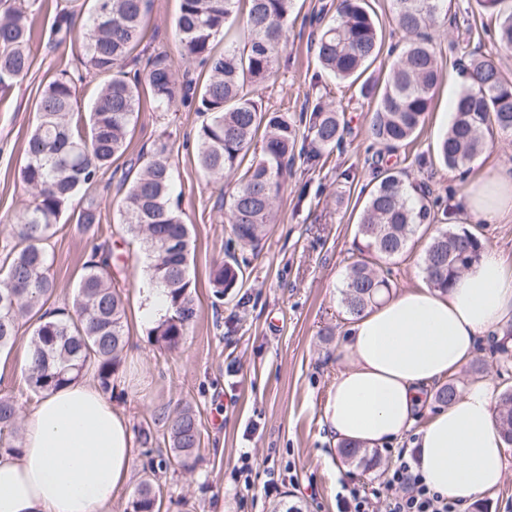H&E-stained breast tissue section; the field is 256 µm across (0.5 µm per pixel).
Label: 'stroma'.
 <instances>
[{"label":"stroma","mask_w":512,"mask_h":512,"mask_svg":"<svg viewBox=\"0 0 512 512\" xmlns=\"http://www.w3.org/2000/svg\"><path fill=\"white\" fill-rule=\"evenodd\" d=\"M336 0H295L288 21V43L275 75L256 89L272 112L296 116L308 105L323 102L346 113L349 125L340 145L322 150L318 162H296L279 197L277 221L258 247L227 249L228 234L220 219L221 201L199 169L195 133L201 118L174 104L161 112L142 98L129 135L130 145L103 175L102 235L112 248L115 272L124 287L125 325L129 343L119 369L112 404L129 421L133 435L129 483L112 501V512H125L141 475L144 449H166L161 412L188 403L202 423V445L194 469H169L162 476L161 512H271L279 500L298 501L308 512H341L337 494L342 483L379 485L386 465L398 449L410 447L412 435L384 446L383 467L366 471L340 456L324 419V405L342 357L350 320L341 304L345 265L356 250L357 225L364 202L381 172L405 173L407 184L441 198L448 206L442 228L473 223L464 209L469 182L486 176L481 165L462 174L446 168L435 145L451 118L448 100L463 91V67L469 54L490 59L512 81V50L494 37V21L474 0H448V16L429 31L442 67L425 122L412 148L389 151L369 134L370 100L358 85L325 75L310 48L320 21L331 20ZM382 35L378 59L367 70L372 80H385L388 65L406 43L393 15L392 0H367ZM29 52L32 66L23 81L0 95V216L22 209L30 196L17 178L24 145L36 121L35 103L42 87L59 70H76L80 44H55L49 38L57 6H67L85 22L92 0H39ZM179 0H150L148 26L133 53L137 64L164 53L178 78L202 82L205 71L189 61L175 30ZM168 132L176 175V193L195 244L190 273L197 315L180 347L159 348L150 325L136 321V306L150 281L148 259L124 234L111 202L131 161L149 151L161 132ZM427 233H418L408 251L392 267L394 292L424 281L423 252ZM89 251L87 238L74 224L61 227L51 241V275L55 290L47 309L70 304L74 286ZM235 255L243 283L224 299L210 284L215 263ZM30 340L21 329L5 358L0 396L14 398L20 417L29 416L37 395L24 388L22 358ZM152 436L143 444L141 432ZM251 455L249 482L238 481L235 469L242 452ZM292 469L294 480L280 492L267 493L270 471Z\"/></svg>","instance_id":"stroma-1"}]
</instances>
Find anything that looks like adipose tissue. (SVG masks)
Here are the masks:
<instances>
[{
    "label": "adipose tissue",
    "mask_w": 512,
    "mask_h": 512,
    "mask_svg": "<svg viewBox=\"0 0 512 512\" xmlns=\"http://www.w3.org/2000/svg\"><path fill=\"white\" fill-rule=\"evenodd\" d=\"M468 212L512 214V171L498 168L465 190ZM512 321V268L496 251L448 292L426 286L385 299L351 325L324 409L337 441L383 446L416 430L419 472L467 512L503 483L507 445L483 381L418 418L432 387L474 357L480 337ZM132 435L126 417L95 385L74 382L43 394L27 418L21 448L0 451V512H105L128 482Z\"/></svg>",
    "instance_id": "adipose-tissue-1"
}]
</instances>
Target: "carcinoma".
I'll list each match as a JSON object with an SVG mask.
<instances>
[{
    "label": "carcinoma",
    "mask_w": 512,
    "mask_h": 512,
    "mask_svg": "<svg viewBox=\"0 0 512 512\" xmlns=\"http://www.w3.org/2000/svg\"><path fill=\"white\" fill-rule=\"evenodd\" d=\"M240 0H180L176 32L185 56L206 69L198 89L197 112L205 116L196 136L200 169L227 205L230 240L256 245L275 222L276 200L295 164L300 127H305L312 150L333 148L342 140L345 117L330 105L316 103L294 119L271 112L255 95V88L276 73L287 41L293 0H247L244 15L235 13ZM497 22L500 44L512 45V0H475ZM35 2L14 0L0 10V92L6 93L31 68L28 43ZM149 0H95L91 21L76 28L73 14L61 10L51 34L82 42L80 65L100 81L87 112L77 105L75 75L63 70L43 88L36 103V123L29 133L18 178L31 196L22 210L3 217L0 230V348L15 343L23 326L31 328V363L24 376L25 390L41 395L87 376L106 395L117 388L116 374L128 343L124 325L126 298L119 289L112 248L98 242L101 203L91 195L114 159L127 150V138L143 95L157 107L175 102L177 83L167 55L159 53L139 72L125 70V62L143 38ZM447 0H394L396 26L410 36L389 64L384 84L366 80L361 94L374 103L369 132L387 150L410 146L418 137L442 70L430 40L423 34L442 12ZM242 24L244 48L214 51L213 39L226 25ZM382 37L366 0H339L336 17L314 43L321 68L338 79L357 81L377 58ZM471 85L461 92L455 116L437 144L440 162L450 170L470 163L487 148L485 133L495 127L512 134V82L484 57L468 68ZM260 155H250L256 139ZM234 178L224 194V176ZM173 164L167 141L154 142L146 162L130 180L116 204L119 224L149 259L151 281L164 289L169 314L150 335L166 350L176 349L196 317L190 278L192 231L178 203L171 197ZM425 192L412 194L398 171H385L370 194L357 225V258L345 269L341 304L355 318L390 295V266L403 256L421 226L432 224L448 209L435 211ZM71 212L76 228L90 249L74 289L72 310L51 317L43 307L55 290L50 276V242L59 231L63 213ZM484 251L480 226L439 230L426 245L423 264L429 287L448 291L458 275L478 263ZM243 272L237 262L214 267V296L236 287ZM493 351L504 370L512 369V324L493 336ZM459 395L454 377L439 387L441 406ZM18 408L0 397V446L16 449ZM496 424L512 445V388L498 395ZM169 452L152 456L143 466L130 503V512H160L163 489L159 473L171 466L188 467L202 443L201 422L185 406L167 415ZM342 456L363 469L377 464L379 453L340 444Z\"/></svg>",
    "instance_id": "obj_1"
}]
</instances>
